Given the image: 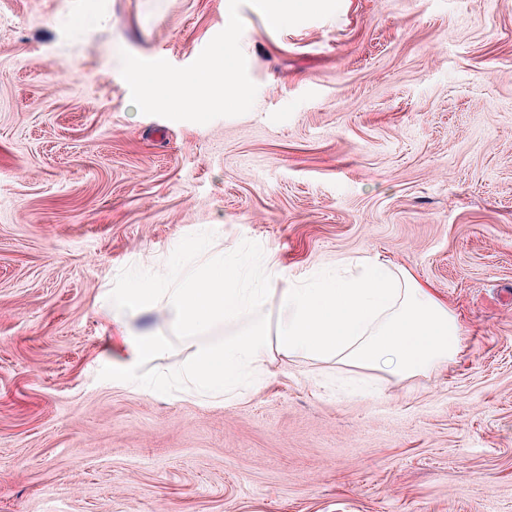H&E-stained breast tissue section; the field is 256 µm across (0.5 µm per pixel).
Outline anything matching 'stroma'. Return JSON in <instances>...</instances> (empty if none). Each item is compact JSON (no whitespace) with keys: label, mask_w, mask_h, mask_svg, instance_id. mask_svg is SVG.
Returning <instances> with one entry per match:
<instances>
[{"label":"stroma","mask_w":512,"mask_h":512,"mask_svg":"<svg viewBox=\"0 0 512 512\" xmlns=\"http://www.w3.org/2000/svg\"><path fill=\"white\" fill-rule=\"evenodd\" d=\"M250 112H138L120 51L184 67L229 0H0V512H512V0L241 5ZM299 282L376 256L461 327L398 379L275 356L229 405L121 385L107 317L202 230Z\"/></svg>","instance_id":"obj_1"}]
</instances>
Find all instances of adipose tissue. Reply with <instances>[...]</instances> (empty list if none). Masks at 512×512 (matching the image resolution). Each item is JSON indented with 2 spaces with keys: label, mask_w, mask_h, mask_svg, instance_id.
Instances as JSON below:
<instances>
[{
  "label": "adipose tissue",
  "mask_w": 512,
  "mask_h": 512,
  "mask_svg": "<svg viewBox=\"0 0 512 512\" xmlns=\"http://www.w3.org/2000/svg\"><path fill=\"white\" fill-rule=\"evenodd\" d=\"M195 262L128 282L110 320L127 309L162 311L189 350L175 377L207 403H233L273 354L334 361L402 378L447 368L461 350L460 325L429 288L391 263L355 259L356 272L274 285L269 261L247 266L234 255L190 245ZM236 326L229 337L216 330Z\"/></svg>",
  "instance_id": "1"
}]
</instances>
